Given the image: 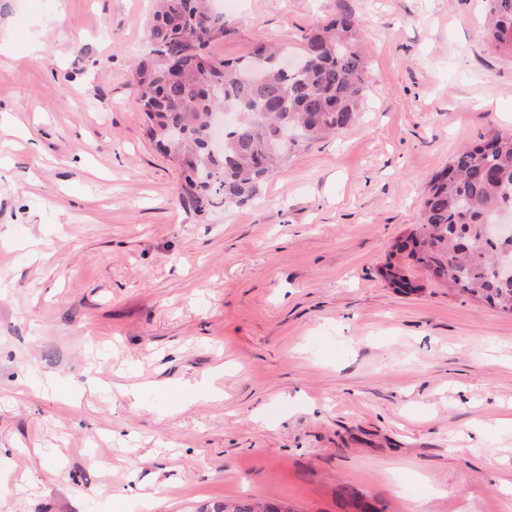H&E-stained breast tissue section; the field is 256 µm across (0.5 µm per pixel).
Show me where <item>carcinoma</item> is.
Instances as JSON below:
<instances>
[{
    "instance_id": "carcinoma-1",
    "label": "carcinoma",
    "mask_w": 512,
    "mask_h": 512,
    "mask_svg": "<svg viewBox=\"0 0 512 512\" xmlns=\"http://www.w3.org/2000/svg\"><path fill=\"white\" fill-rule=\"evenodd\" d=\"M487 38L512 44V0H486ZM237 33L209 0H157L150 58L134 76L146 135L186 173L182 190L198 213L216 202L253 204L296 149L335 135L356 120L366 87L356 44L360 21L341 12L306 32L296 68L283 70L279 50L258 44L241 59H217L210 47ZM237 112L224 144H209L212 116ZM512 208V131L482 136L432 178L421 222L392 256L406 255L435 280L478 302L512 313V281L497 274L512 240L488 232L490 216ZM380 274L395 287L416 290L387 262ZM341 512H379L357 488L336 487ZM214 512H297L285 502L245 500Z\"/></svg>"
}]
</instances>
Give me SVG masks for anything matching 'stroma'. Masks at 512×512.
I'll list each match as a JSON object with an SVG mask.
<instances>
[{
	"mask_svg": "<svg viewBox=\"0 0 512 512\" xmlns=\"http://www.w3.org/2000/svg\"><path fill=\"white\" fill-rule=\"evenodd\" d=\"M152 0H0V506L512 512V315L379 270L432 176L512 131L482 0H238L226 59L348 11L369 75L255 205L197 215L144 134ZM334 498L341 512H383L366 501L359 489L349 485L336 487ZM214 512H296V510L285 502L245 500L235 503L224 502L218 505Z\"/></svg>",
	"mask_w": 512,
	"mask_h": 512,
	"instance_id": "35a3bbf8",
	"label": "stroma"
}]
</instances>
